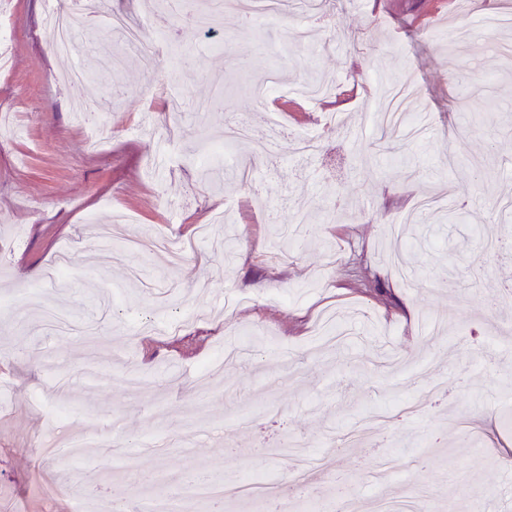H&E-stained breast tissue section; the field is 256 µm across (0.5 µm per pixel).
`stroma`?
Segmentation results:
<instances>
[{
    "label": "stroma",
    "instance_id": "35a3bbf8",
    "mask_svg": "<svg viewBox=\"0 0 512 512\" xmlns=\"http://www.w3.org/2000/svg\"><path fill=\"white\" fill-rule=\"evenodd\" d=\"M160 0H108L110 15L168 25L174 64L115 54L84 120L58 73L45 0H0L13 40L0 72V512H73L95 488L157 497L197 464L288 489L289 512H336L349 478L357 512L425 496L433 512H512V311L489 291L512 281V238L495 205L512 198V30L482 27L504 0H327L203 32ZM312 31L291 46L292 29ZM333 80L318 101L251 90L276 77ZM476 75L468 90L454 77ZM408 79L427 132L381 151L369 113ZM221 97L205 123L164 110ZM247 139L205 158L230 116ZM315 135L312 154L274 139L271 118ZM307 239L274 249V228ZM480 281L452 288L464 259ZM179 322L177 332L159 330ZM105 426L110 446L64 460L50 431Z\"/></svg>",
    "mask_w": 512,
    "mask_h": 512
}]
</instances>
